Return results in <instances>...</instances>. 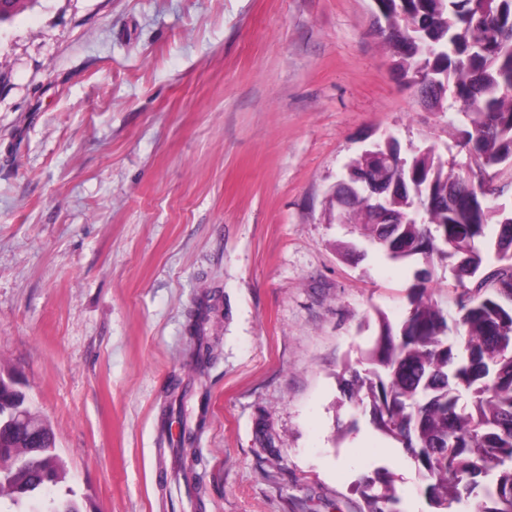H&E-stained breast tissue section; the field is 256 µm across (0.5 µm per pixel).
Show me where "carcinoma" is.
Segmentation results:
<instances>
[{
	"label": "carcinoma",
	"instance_id": "cac0c4a2",
	"mask_svg": "<svg viewBox=\"0 0 512 512\" xmlns=\"http://www.w3.org/2000/svg\"><path fill=\"white\" fill-rule=\"evenodd\" d=\"M380 35L396 69L423 86L456 92L429 96L456 114L448 158L434 145L382 164L370 176L395 187L391 224H378L358 188L340 186L342 215L394 261L424 260L408 288L409 306L392 323L376 312L379 334L358 362L339 374L344 402L418 465L437 512H512V0H382ZM452 261L446 285L455 316L431 288L434 259ZM195 367L211 359L202 319L190 324ZM470 401L461 402V392ZM193 433L177 439L172 478L191 487L185 460ZM42 453L27 438L0 431V512H84L72 496L43 498L48 471L65 478L54 432ZM379 492L366 512H398L393 475L362 478Z\"/></svg>",
	"mask_w": 512,
	"mask_h": 512
}]
</instances>
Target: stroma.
Returning <instances> with one entry per match:
<instances>
[{
  "instance_id": "stroma-1",
  "label": "stroma",
  "mask_w": 512,
  "mask_h": 512,
  "mask_svg": "<svg viewBox=\"0 0 512 512\" xmlns=\"http://www.w3.org/2000/svg\"><path fill=\"white\" fill-rule=\"evenodd\" d=\"M374 0H37L0 24V374L66 463L46 495L171 512L181 401L201 512H364L415 463L338 375L399 321L419 261L328 222L347 163L450 139ZM352 241L343 255L337 243ZM214 349L197 371L201 305ZM350 425L347 434L339 428ZM361 483L366 488L378 485L379 492L374 495H366L367 512H400L392 506L399 502V496L395 487L393 475L388 471H376L373 476H363Z\"/></svg>"
}]
</instances>
